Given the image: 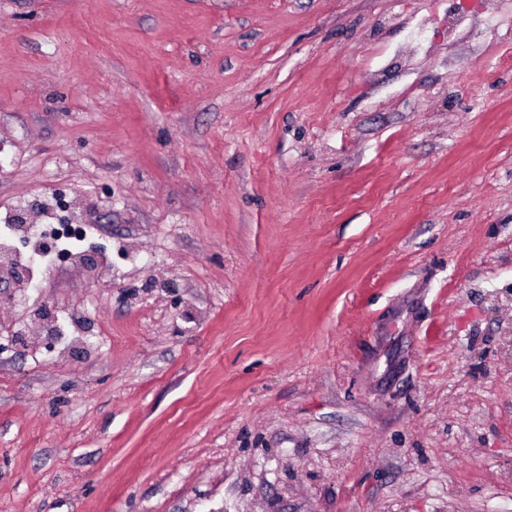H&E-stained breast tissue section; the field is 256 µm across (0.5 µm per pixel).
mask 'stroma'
<instances>
[{
  "label": "stroma",
  "mask_w": 512,
  "mask_h": 512,
  "mask_svg": "<svg viewBox=\"0 0 512 512\" xmlns=\"http://www.w3.org/2000/svg\"><path fill=\"white\" fill-rule=\"evenodd\" d=\"M111 280L0 306V512H512V0H0V208ZM43 223V222H42ZM40 223V224H42ZM35 225L33 230L34 234L30 237V253L32 255V275L34 273L43 272L49 270L54 263V251L51 248L45 246L42 242L43 232L41 227L46 230L48 241H54V238L65 239L58 243V250H80L84 247L85 237L72 238L81 229V219L78 220L75 217L72 219L70 224H42Z\"/></svg>",
  "instance_id": "1"
}]
</instances>
